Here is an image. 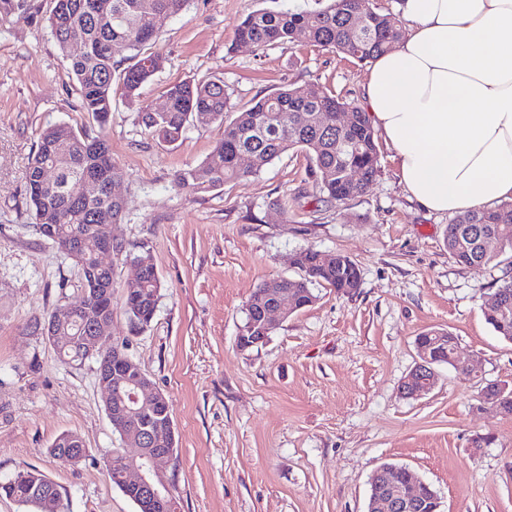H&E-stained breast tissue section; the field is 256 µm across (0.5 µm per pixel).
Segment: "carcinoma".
<instances>
[{"label": "carcinoma", "mask_w": 512, "mask_h": 512, "mask_svg": "<svg viewBox=\"0 0 512 512\" xmlns=\"http://www.w3.org/2000/svg\"><path fill=\"white\" fill-rule=\"evenodd\" d=\"M188 0H55L48 17L51 34L71 62L72 81L78 110L105 128L112 115V97L121 92L129 101L138 90L162 69L163 58L152 51L158 41L155 19L181 11ZM365 0H327L314 12L257 9L246 15L236 29L235 42L257 48L303 42L335 49L361 63L373 61L392 50L403 36L399 15L364 9ZM84 48L71 51V45ZM127 60L133 64L118 70ZM166 106L160 112L144 109L141 123L153 136L175 143L191 122L224 124V135L199 165L177 175L176 185L197 192H210L224 184L258 174L285 152L297 149L310 159V175L328 198L342 202L363 195L375 181L380 167L374 131L366 111L353 99L311 87L285 86L267 94L236 112L224 122L230 98L224 81H174L165 90ZM352 114V123H343L341 113ZM51 167L55 181L45 183L41 171ZM357 173L356 182L347 171ZM118 183L122 170L112 160V148L104 134L91 137L69 124H55L39 134L38 149L27 176V201L34 226L51 240L57 251L69 256L68 246L82 242L79 255L72 259L80 285L72 299L78 302L66 334L83 336L97 317L93 300L80 299L84 288L97 283L115 284V270L96 272L90 279L87 270L95 268L99 249L112 225L122 221L124 201L109 196L106 179ZM81 183L82 196H68L70 185ZM448 253L463 266L492 263L512 255V202L492 208L467 210L448 225L445 232ZM314 248L296 252L292 264L301 276L281 277L260 285L251 295L257 305H268L266 297L277 288L286 289L288 312L294 313L315 300L312 286L323 285L347 295L359 286V272L349 257L328 254ZM123 304L131 330L139 332L152 320L155 298L161 281L152 269L122 285ZM505 295L504 307L484 312L486 322L497 336L512 341V277L506 276L496 288ZM170 406H141L121 427L134 430L145 424L155 426L164 440L166 416ZM45 475L25 472L22 479L0 483V495L16 502L23 512H52L43 493ZM405 494L419 505L418 512H441L437 492L415 471L402 470L394 477Z\"/></svg>", "instance_id": "cac0c4a2"}]
</instances>
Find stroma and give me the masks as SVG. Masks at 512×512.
I'll return each instance as SVG.
<instances>
[{"label":"stroma","instance_id":"obj_1","mask_svg":"<svg viewBox=\"0 0 512 512\" xmlns=\"http://www.w3.org/2000/svg\"><path fill=\"white\" fill-rule=\"evenodd\" d=\"M53 6L0 0V482L34 469L57 485L59 512H137L107 475L108 454L136 448L112 428L95 360L61 363L43 330L79 275L32 226L28 166L47 126L102 131L77 110L70 62L47 25ZM322 6L188 0L156 18L163 67L136 102L114 97L103 131L123 172L124 215L112 235L149 252L162 288L137 334L114 296L111 340L170 403L178 462L167 478L180 512H366L369 478L385 463L416 471L441 512H512V416L481 400L485 383H512V342L484 316L512 265L455 263L444 243L452 214L419 208L387 145L376 180L345 202L320 193L308 158L294 151L259 174L195 192L175 178L209 155L223 126L189 124L167 145L138 118L184 79H223L239 108L284 86L361 99L369 67L342 53L234 42L253 10ZM308 247L348 256L358 288L340 295L314 286V302L266 344L240 349L253 291L298 277L291 259ZM430 329L450 331L478 374L443 365L431 393L405 397L416 338ZM64 433L82 439L87 458L67 464L51 454Z\"/></svg>","mask_w":512,"mask_h":512}]
</instances>
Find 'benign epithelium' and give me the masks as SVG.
I'll return each instance as SVG.
<instances>
[{
	"label": "benign epithelium",
	"mask_w": 512,
	"mask_h": 512,
	"mask_svg": "<svg viewBox=\"0 0 512 512\" xmlns=\"http://www.w3.org/2000/svg\"><path fill=\"white\" fill-rule=\"evenodd\" d=\"M74 305L70 304L57 313L46 324L45 332L48 339L55 343L58 323L63 318L73 313ZM248 314V329L241 330L237 345L245 350L262 345L269 340V331L279 325V321L288 315L284 306L274 307L261 312V323L255 322L256 308L250 304L245 306ZM110 324L100 321L90 327L87 335L79 340H72L83 359L97 356L100 353V338L105 334ZM419 362L405 378L402 385V394L411 398L421 397L434 390L437 384L436 370L434 368L435 357L432 356L431 347L420 345L417 347ZM120 360L128 364L129 370L136 374L134 388L125 387L121 381L112 379V362L104 358L97 369L98 384L105 391V409L108 417L117 419L136 411V405L143 402L155 401L160 403L166 400V396L154 389L150 379L142 372L139 366L130 358L120 357ZM167 448L154 447V432L143 430L133 440L139 448V455L129 459L130 466L123 472L122 483L124 489L132 496L140 512H174L178 508V501L172 491L170 483L165 477V471L161 463L171 459L169 449L175 447V430L173 420H168ZM64 447L56 449L61 454L74 461L87 452L82 441L75 436H67L63 441ZM417 507V502L399 496L395 491H390L383 498H375L371 501L370 509L379 508L382 512H412Z\"/></svg>",
	"instance_id": "1"
}]
</instances>
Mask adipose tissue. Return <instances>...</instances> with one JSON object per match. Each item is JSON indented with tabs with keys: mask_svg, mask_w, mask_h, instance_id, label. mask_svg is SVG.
<instances>
[{
	"mask_svg": "<svg viewBox=\"0 0 512 512\" xmlns=\"http://www.w3.org/2000/svg\"><path fill=\"white\" fill-rule=\"evenodd\" d=\"M407 33L363 85L411 199L433 213L512 200V0H403Z\"/></svg>",
	"mask_w": 512,
	"mask_h": 512,
	"instance_id": "obj_1",
	"label": "adipose tissue"
}]
</instances>
